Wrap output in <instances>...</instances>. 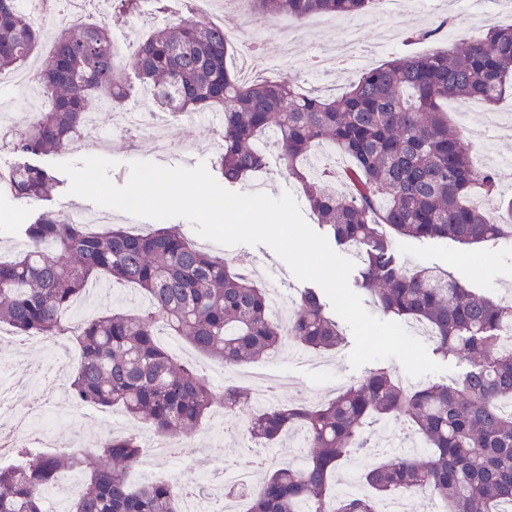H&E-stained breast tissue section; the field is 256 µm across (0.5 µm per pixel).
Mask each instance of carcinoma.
I'll return each mask as SVG.
<instances>
[{
	"mask_svg": "<svg viewBox=\"0 0 512 512\" xmlns=\"http://www.w3.org/2000/svg\"><path fill=\"white\" fill-rule=\"evenodd\" d=\"M250 4L260 20L283 15L301 22L359 15L372 0ZM43 34L21 0H0V74L24 65ZM231 49L222 25L188 17L165 23L129 48L136 77L129 81L117 64L107 20L71 26L59 19L53 53L38 73L51 107L15 135L13 149L35 156L61 151L81 134L89 96L104 94L115 107L144 87L175 116L224 113L215 168L228 185L266 167L260 141L275 132L288 177L301 185L325 234L338 246L365 247L357 285L393 320L426 326L434 352L469 357L471 369L452 385L408 390L378 368L326 403H272L253 412L252 437L274 445L296 429L305 454L297 463L264 466L248 512H378L398 492H425L442 512L512 508V349L501 336L512 328V302L476 293L447 274L402 269L387 236L470 246L509 235L511 224L474 202L477 191L499 195L496 171L475 164L442 103L493 105L512 88V24L493 25L463 46L396 57L363 71L331 98L305 93L287 77L247 81L227 67ZM325 145L349 164L315 172L307 159ZM0 180L25 201L47 197L55 185L47 169L31 164ZM24 236L25 250L0 261V327L77 345L74 403L120 407L160 435L195 429L218 404L208 379L166 349L160 331L227 369L293 341L325 353L345 340L316 290L301 292L283 323L270 314L267 289L242 265L197 247L174 226L144 235L118 225L90 232L44 213L25 225ZM99 277L137 287L148 306L77 325L64 321V311ZM250 399L237 386L224 387L227 410ZM392 419L420 436L424 453L366 460L373 444L365 426ZM142 454L137 437L112 435L94 453L72 448L27 467H0V512H45V490L66 469L86 477L72 512H179L176 487L127 480ZM353 460L360 463L356 488L336 491L337 473Z\"/></svg>",
	"mask_w": 512,
	"mask_h": 512,
	"instance_id": "1",
	"label": "carcinoma"
}]
</instances>
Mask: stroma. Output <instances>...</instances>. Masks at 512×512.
Wrapping results in <instances>:
<instances>
[{"label":"stroma","mask_w":512,"mask_h":512,"mask_svg":"<svg viewBox=\"0 0 512 512\" xmlns=\"http://www.w3.org/2000/svg\"><path fill=\"white\" fill-rule=\"evenodd\" d=\"M455 14L454 27L441 30L435 42L408 43L411 32L435 27L439 19L447 14ZM358 20L364 35V47L375 64H382L394 57L414 50L423 52L437 44L452 47L454 43L480 36L489 26L512 24V0H495L489 15L473 16L469 13L467 0H457L454 8H447L444 0H406L402 13L396 18L368 10L360 14ZM224 28L235 37L236 50L229 60L230 66L245 70L247 75L265 80L275 79V72L258 65L255 57L245 54V47L258 44L266 54H276L284 39L278 19L247 22L238 14L224 17ZM340 34L336 18H326L324 24L310 28L300 26L293 39L294 68L292 78L304 89L316 90L326 95L340 93L351 81L358 77L357 71L342 68L333 74H326L311 68L309 61L319 49L334 41ZM49 98H41L38 105H31L22 89L17 88L10 76H0V131L18 132L33 122L38 113L49 107ZM460 103L448 105V121L459 126L464 139L475 151L486 152L503 162L500 169V193L512 194V139H501L491 135L487 119L491 114L512 117V97L504 98L496 109H489L481 102H474L473 111L467 124H460L458 112ZM102 129L107 133L109 144L100 147L95 140L78 138L68 151L58 154L26 156L12 152L7 142L0 141V169L18 167L26 163L46 168L54 163L76 161L88 155H100L117 160L118 165L110 172L116 185H124L129 179L128 164L133 160L155 161L156 156L150 147L123 132L117 124L116 112H102L99 115ZM220 151V140L216 130L194 120L190 124H178L174 146L167 153L165 166L192 168L198 164L212 165ZM57 186L49 198L30 202L16 200L8 190L0 191V257L8 259L21 252L22 237L19 229L31 223L41 213L52 212L62 218L73 214L97 212L94 203L69 195L70 180L64 173H57ZM245 192H263L277 197L290 192L297 201L302 215H309L307 201L301 189L289 180L281 165H271L267 172L248 178L241 186ZM264 257L261 263L259 284L267 289L277 288L287 300H294L304 289L290 269L268 246H261ZM392 252L399 266L416 271L436 268L462 280L469 288L484 294L507 295L512 297V238L494 243H482L463 247L452 241L395 239ZM164 343L183 360L193 364L207 375L215 390H223L230 383L247 386V379H234L231 372L219 362L202 356L173 336H164ZM354 347L353 335H346L340 349L333 353H307L305 359H294L283 354L270 355L257 362V369L286 378L288 384L276 394L281 404L319 403L333 398L345 385L357 381L367 373L366 368L352 369L349 355ZM7 350L19 362L30 368L58 370L61 373L60 387L50 394V412L44 426L53 438L62 445H69L79 439L95 440L102 437L106 427H113L116 433L140 435L147 428L131 419L121 409L107 408L102 421L96 422L78 416L71 407L67 388L68 379L75 372L80 354L77 347L69 342L54 343L48 340L39 344L29 343L26 337L11 336ZM436 362L446 365L447 370L435 375L411 378L406 375L396 360L384 361V368L395 372L401 385L421 386L433 381L450 382L461 377L470 368L465 356L436 355ZM251 414L250 405L240 406L235 413L228 414L215 409L195 431V442L187 458H169L163 466L171 484L194 481L198 491L211 492L218 483L221 473L231 468L241 455L242 443H249L253 452L266 455L279 462H287L292 454L294 436H286L277 446L269 448L263 443L246 440V421Z\"/></svg>","instance_id":"1"}]
</instances>
